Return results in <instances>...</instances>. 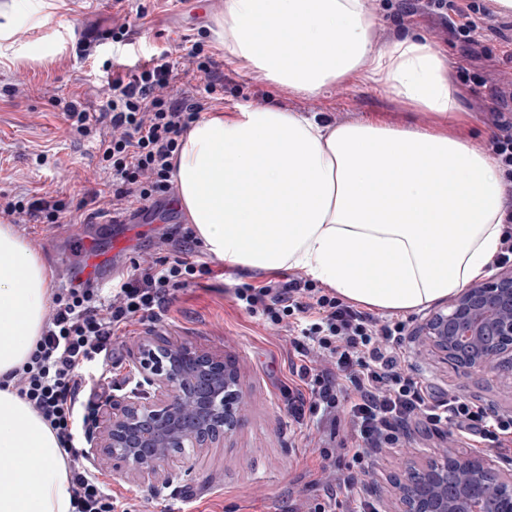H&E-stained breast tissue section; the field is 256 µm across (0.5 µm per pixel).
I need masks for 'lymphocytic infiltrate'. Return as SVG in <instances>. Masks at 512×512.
Wrapping results in <instances>:
<instances>
[{
  "instance_id": "f902f5d3",
  "label": "lymphocytic infiltrate",
  "mask_w": 512,
  "mask_h": 512,
  "mask_svg": "<svg viewBox=\"0 0 512 512\" xmlns=\"http://www.w3.org/2000/svg\"><path fill=\"white\" fill-rule=\"evenodd\" d=\"M474 10L471 2L452 8L450 0H401L399 5L400 15L409 17L424 11L455 12L449 25L466 43L476 34ZM174 69L163 51L151 55L131 79L113 77L97 113L87 112L76 99L64 105L76 131L95 146L113 212L135 203L176 202L173 160L184 133L209 103L170 95ZM66 210L61 200L0 196V214L5 216L25 212L40 223L55 224ZM193 246L192 234L186 231L172 253L151 266L134 267L112 288L79 282L55 289L35 353L10 375L19 396L51 427L66 455L72 512H131L129 503L112 494L85 457L90 398L112 376L108 359L114 338L133 323L159 319L177 291L210 274L207 262L192 258ZM234 299L260 320L279 324L304 318L301 334L323 364L315 366L308 358L291 368L304 385L289 402L296 420L335 412L339 380H348L356 390L349 410L355 446L346 471L308 512H375L372 502L355 494V484L372 469L378 450L397 445L401 430L413 421L435 432L462 428L468 436L490 442L504 459H512L511 415L489 417L483 405L455 394L434 398L403 368L398 348L405 322L380 320L295 279L239 286Z\"/></svg>"
}]
</instances>
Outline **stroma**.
<instances>
[{
	"label": "stroma",
	"instance_id": "stroma-1",
	"mask_svg": "<svg viewBox=\"0 0 512 512\" xmlns=\"http://www.w3.org/2000/svg\"><path fill=\"white\" fill-rule=\"evenodd\" d=\"M223 2L208 0L200 12L195 0H0V6H12L16 30L9 40H0V194L65 200L70 212L62 223L72 231L95 212L90 199L102 189L105 176L92 142L75 132L55 101L77 98L90 107L98 104L110 74L80 56L76 47L120 24L128 27L130 45L125 52L132 60L168 50L179 72L174 84L178 90L205 86L197 60L190 55L192 46H200L224 75L223 87L214 92L217 112L244 104L276 105L317 115L335 126L361 121L395 127L435 124L432 114L413 111L362 72L313 97L247 72L224 55L216 25ZM367 7L376 19L370 31L374 44L420 33L441 51L448 60L457 109L470 118L465 125L449 122V135H471L476 143L490 145L497 132L494 94H512V12L475 14L477 41L467 45L441 17L397 20L398 0H367ZM133 230L136 243L119 260L124 273L135 264L154 262L170 249L164 235L171 232V225L145 217ZM208 263L211 274L178 291L162 319L138 322L114 340L110 398L117 401L130 395L140 379L137 342H190L222 352L236 365L247 402L241 428L220 444L185 457L176 467L177 478L160 493L140 482L114 480L109 464H99L98 469L113 492L137 498L140 512H304L308 501L321 497L334 481L320 449H328L337 465L349 459V416L340 410L332 420L293 419L288 398L296 384L290 365L300 356L292 335L250 318L232 295L237 286L272 279V272H235L213 257ZM401 356L403 367L436 397L457 394L482 404L490 415H512V376L495 371L460 375L452 364L430 355L409 337L401 344ZM442 451L496 453L491 443L473 444L457 429L437 434L414 422L398 447L378 452L370 484L389 488L401 453L426 458ZM367 485L358 484V491Z\"/></svg>",
	"mask_w": 512,
	"mask_h": 512
}]
</instances>
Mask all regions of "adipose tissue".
Listing matches in <instances>:
<instances>
[{"label":"adipose tissue","instance_id":"adipose-tissue-1","mask_svg":"<svg viewBox=\"0 0 512 512\" xmlns=\"http://www.w3.org/2000/svg\"><path fill=\"white\" fill-rule=\"evenodd\" d=\"M374 23L364 0H224L218 17L225 53L270 84L316 96L366 63L415 110L454 117L444 57L421 34L374 45ZM174 178L225 267L298 270L394 315L488 276L512 199L495 155L440 127L333 126L275 106L195 121ZM50 294L41 258L1 224L0 381L34 352ZM0 512H71L60 444L10 387L0 388Z\"/></svg>","mask_w":512,"mask_h":512}]
</instances>
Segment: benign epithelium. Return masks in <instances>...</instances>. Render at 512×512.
Returning a JSON list of instances; mask_svg holds the SVG:
<instances>
[{"label": "benign epithelium", "mask_w": 512, "mask_h": 512, "mask_svg": "<svg viewBox=\"0 0 512 512\" xmlns=\"http://www.w3.org/2000/svg\"><path fill=\"white\" fill-rule=\"evenodd\" d=\"M412 336L424 337L458 370L512 373V270L462 289ZM137 354L148 390L112 403L86 454L112 463L115 478L155 486L168 479L164 465L186 449L208 448L237 431L244 396L237 369L222 353L149 338ZM499 469V461L467 453L423 463L407 457L391 480L394 502L372 488L377 512H483L477 492L498 479ZM499 486L496 512H512V481Z\"/></svg>", "instance_id": "7a95c632"}]
</instances>
